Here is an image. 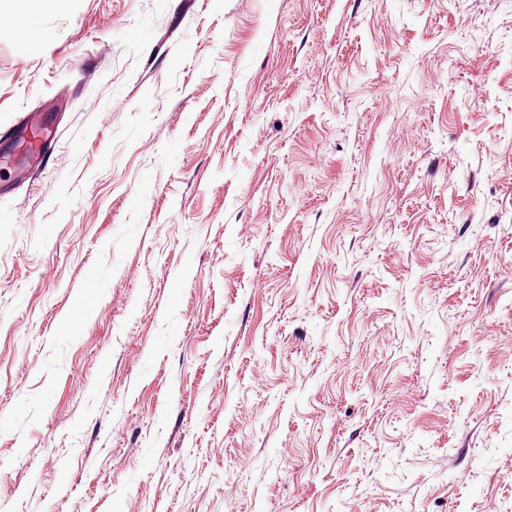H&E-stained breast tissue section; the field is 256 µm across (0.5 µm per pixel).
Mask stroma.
I'll return each instance as SVG.
<instances>
[{"instance_id": "1", "label": "stroma", "mask_w": 512, "mask_h": 512, "mask_svg": "<svg viewBox=\"0 0 512 512\" xmlns=\"http://www.w3.org/2000/svg\"><path fill=\"white\" fill-rule=\"evenodd\" d=\"M0 9V512H512V0Z\"/></svg>"}]
</instances>
